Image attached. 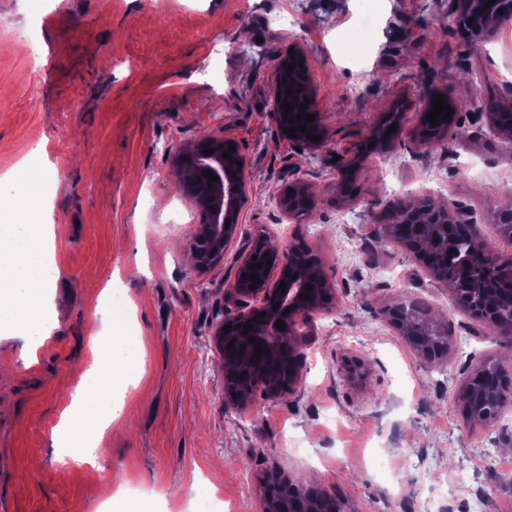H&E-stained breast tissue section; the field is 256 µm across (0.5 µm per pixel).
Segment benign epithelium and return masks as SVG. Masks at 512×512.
<instances>
[{"label": "benign epithelium", "mask_w": 512, "mask_h": 512, "mask_svg": "<svg viewBox=\"0 0 512 512\" xmlns=\"http://www.w3.org/2000/svg\"><path fill=\"white\" fill-rule=\"evenodd\" d=\"M461 12L473 18V24L485 28L491 24L507 23L512 20V11L500 14L487 7V0H459ZM234 145V142L209 137L188 147L184 157L200 162L206 170L217 176L213 183L211 197L203 202L199 209L207 217L210 227V238L203 248H194L196 267L204 270L224 258V248L233 240L237 233V218L247 191V160L239 149L232 150V157H222L223 152ZM211 148L213 153L203 154V150ZM242 165H237V162ZM236 176H231V172ZM439 248L448 253L449 262L468 279H476L493 270L497 257L490 247L481 243L464 254L458 242L452 238H444L435 242ZM265 256L262 271L256 273L252 260L257 254ZM256 273L260 283L242 278V275ZM285 284V292H280V284ZM313 289L306 290L307 286ZM228 291L241 300L234 313H226L213 330L218 350H224L234 342L245 345L242 357H247L252 342L260 340L261 347L270 352L288 353V373L281 380H270L260 374L253 375L252 387L236 388L224 379L226 402L237 408H244L253 399L261 395L276 398L285 391L293 390L302 380V346L312 335L313 314L326 308L335 299V288L327 277L319 258L312 254L306 255L295 249L280 251L269 245L268 236L259 234L251 239L245 249L240 265ZM309 294L303 299L301 295ZM285 323V330L276 327L277 321ZM230 330H225V326ZM277 482L285 488V492L277 498H263L262 512H336L333 500L323 496H312L298 482L287 476H280Z\"/></svg>", "instance_id": "benign-epithelium-1"}]
</instances>
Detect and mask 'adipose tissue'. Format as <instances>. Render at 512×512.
Instances as JSON below:
<instances>
[{
  "instance_id": "ef3b65f1",
  "label": "adipose tissue",
  "mask_w": 512,
  "mask_h": 512,
  "mask_svg": "<svg viewBox=\"0 0 512 512\" xmlns=\"http://www.w3.org/2000/svg\"><path fill=\"white\" fill-rule=\"evenodd\" d=\"M43 177L38 167L0 176V332L23 337L31 347L50 334L44 306L56 235L42 221L48 202ZM107 331L96 367L84 374L54 431L60 457L81 461L97 452L117 416L112 388L121 380L131 338L120 316L109 319Z\"/></svg>"
}]
</instances>
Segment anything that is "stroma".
Masks as SVG:
<instances>
[{
  "mask_svg": "<svg viewBox=\"0 0 512 512\" xmlns=\"http://www.w3.org/2000/svg\"><path fill=\"white\" fill-rule=\"evenodd\" d=\"M448 0H0V175L36 151L49 219L52 329L35 351L0 338V512H261L279 472L332 497L338 512H512V424L473 423L460 398L497 336L374 215L401 199L458 203L499 248L498 191L512 157L486 132L485 104H512V22L461 39ZM30 29L29 57L18 40ZM310 63L326 138L297 150L277 127L275 70ZM465 123L419 147L423 92ZM395 138H387L390 127ZM211 135L245 155L249 192L224 259L195 266L202 215L176 183L181 151ZM373 151L343 180V157ZM307 186L313 223L278 199ZM270 232L322 262L336 301L314 316L293 393L226 404L212 328L245 243ZM426 301L447 323L448 358L419 356L384 311ZM126 315L144 350L114 398L94 478L53 446L97 357L103 309Z\"/></svg>",
  "mask_w": 512,
  "mask_h": 512,
  "instance_id": "35a3bbf8",
  "label": "stroma"
}]
</instances>
